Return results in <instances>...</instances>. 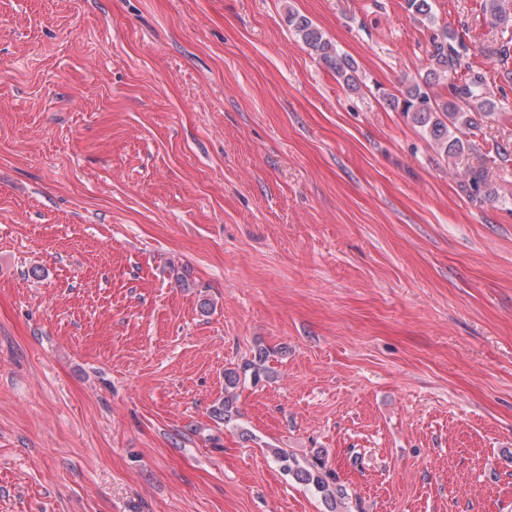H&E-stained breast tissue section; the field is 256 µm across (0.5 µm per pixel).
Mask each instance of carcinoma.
<instances>
[{"instance_id":"cac0c4a2","label":"carcinoma","mask_w":512,"mask_h":512,"mask_svg":"<svg viewBox=\"0 0 512 512\" xmlns=\"http://www.w3.org/2000/svg\"><path fill=\"white\" fill-rule=\"evenodd\" d=\"M407 4L413 14L434 21L432 0H407ZM481 8L485 21L493 27L507 26L512 22V14L507 12L503 0H482ZM287 22L306 48L335 72L347 89L359 91L360 83L355 76L353 61L339 53L336 45L310 18L290 12ZM430 46L429 66L425 73L410 81L400 95L384 91L381 96L392 110L402 112L422 127L446 156L462 163L466 155L475 151V145L462 138L461 134L480 128L484 120L493 114L495 105L487 97V92L481 90L484 84L481 76L474 75L460 83L455 81V75L465 65L464 56L467 53V46L457 34L443 26L431 36ZM442 82L447 89L444 96L435 92ZM467 174L466 190L470 195L477 196L486 191L484 168L470 166ZM265 362L266 352L260 349L252 359L224 369V400L213 406L215 418L226 422L231 420L233 414L237 413L239 391L245 389L249 382L257 384L261 375L268 373ZM272 453L283 470L298 483L320 493L329 509L338 508L345 498V491L320 458L301 463L279 448L272 449Z\"/></svg>"}]
</instances>
